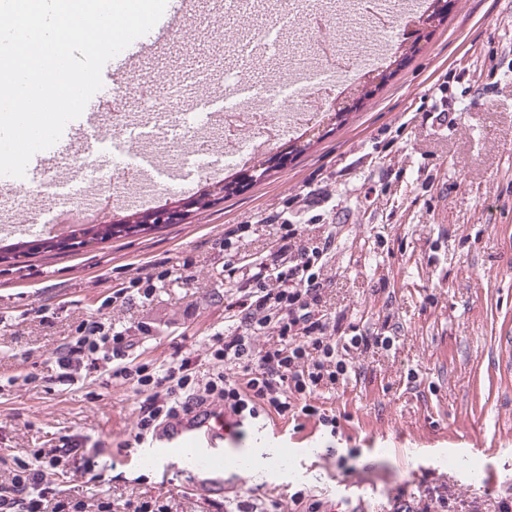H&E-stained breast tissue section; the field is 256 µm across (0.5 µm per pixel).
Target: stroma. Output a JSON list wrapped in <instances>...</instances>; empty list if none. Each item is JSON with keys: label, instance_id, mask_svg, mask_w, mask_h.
I'll return each instance as SVG.
<instances>
[{"label": "stroma", "instance_id": "obj_1", "mask_svg": "<svg viewBox=\"0 0 512 512\" xmlns=\"http://www.w3.org/2000/svg\"><path fill=\"white\" fill-rule=\"evenodd\" d=\"M263 13L199 0L192 21L197 56L184 58L172 33L162 64L170 103L171 145L192 149L186 117L215 127L224 97L197 101V77H224L232 45L265 30ZM312 39L294 20L273 57L252 59L254 84L285 75ZM308 147L287 167L244 193L205 210L189 206L217 180L214 166L168 181L156 209L188 206L183 221L93 242L61 255L40 251L0 263V458L31 461L68 437L96 449L99 482H57L64 497L89 507L111 503L167 512H306L292 503L306 491L320 512H397L445 500L447 512H501L512 503V0H456L420 52L344 124L322 119L303 136ZM64 196L38 204L0 196V215L27 212L30 230L0 235V246L40 242L38 230ZM302 225L312 243L327 232L321 315L336 336L391 337L390 346L355 354L335 388L322 390L336 433L314 420L276 413L231 417L224 450L237 457L277 434L288 471L242 474L224 469V495L189 488L193 472L144 462L126 442L140 398L91 373L73 385L56 380L53 361L86 320L115 323L131 342L133 363L161 370L193 357L198 375L212 369L205 344L224 328L236 294V265L269 259L279 227ZM233 232L231 250L220 242ZM165 272L150 293L131 288L140 273ZM37 379L25 383L27 374Z\"/></svg>", "mask_w": 512, "mask_h": 512}]
</instances>
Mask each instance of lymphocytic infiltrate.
<instances>
[{
    "instance_id": "lymphocytic-infiltrate-1",
    "label": "lymphocytic infiltrate",
    "mask_w": 512,
    "mask_h": 512,
    "mask_svg": "<svg viewBox=\"0 0 512 512\" xmlns=\"http://www.w3.org/2000/svg\"><path fill=\"white\" fill-rule=\"evenodd\" d=\"M280 230L282 245L275 259L247 267L238 298L225 308L235 329L210 338L208 351L218 369L208 380L194 375L187 358L162 374L122 364L124 333L92 320L78 327L75 342L56 358L60 380L74 381L84 366L98 368L101 348L111 347L119 360L112 379L132 385L143 396L134 434L138 441L198 404H221L239 417L253 419L268 408L335 428L336 417L317 403L320 390L347 377V351H364L389 339L360 335L336 341L319 314L326 246L306 245L301 225L284 224ZM227 365L236 369V377L224 374ZM75 448V441L68 439L60 447L35 450L31 461L17 462L10 472L11 495H0V512L19 507L25 512H87L85 503L58 497L53 487Z\"/></svg>"
}]
</instances>
